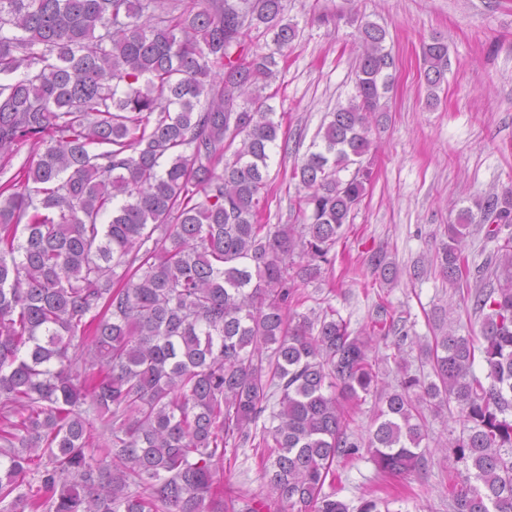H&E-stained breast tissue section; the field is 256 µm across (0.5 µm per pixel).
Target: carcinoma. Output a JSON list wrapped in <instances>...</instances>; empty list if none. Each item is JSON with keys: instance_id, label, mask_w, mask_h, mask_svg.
Here are the masks:
<instances>
[{"instance_id": "carcinoma-1", "label": "carcinoma", "mask_w": 512, "mask_h": 512, "mask_svg": "<svg viewBox=\"0 0 512 512\" xmlns=\"http://www.w3.org/2000/svg\"><path fill=\"white\" fill-rule=\"evenodd\" d=\"M285 10L0 0V157L43 147L0 184V512H270L240 509L217 477L230 443L255 452L283 512H349L336 458L363 448L385 474L415 470L425 411L452 402L454 512H512V187L474 202L496 244L460 293L481 349L436 310L440 334L417 343L430 372L404 365L387 388L366 330L330 305L291 318L371 182L394 58L385 28L336 15L356 26L354 94L293 169L302 223L261 224L279 131L264 90L299 37ZM422 60L432 105L447 41ZM472 220L460 210L429 260L450 284L467 277ZM368 264L397 280L386 254ZM368 395L360 442L341 401ZM375 401L372 396H368L364 403L355 409L353 415L354 421L350 423V432L354 434L353 438L359 441L366 440L368 433L373 425L376 408Z\"/></svg>"}]
</instances>
